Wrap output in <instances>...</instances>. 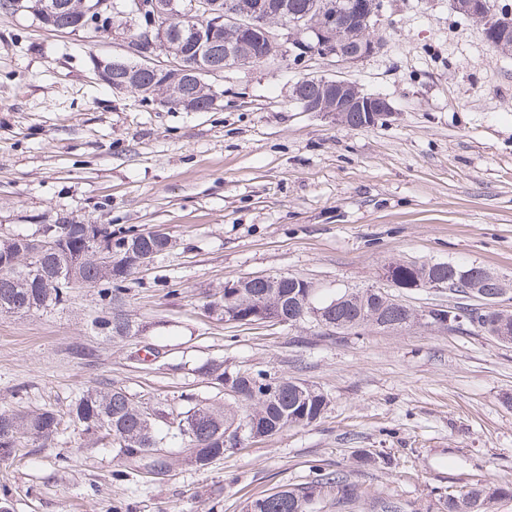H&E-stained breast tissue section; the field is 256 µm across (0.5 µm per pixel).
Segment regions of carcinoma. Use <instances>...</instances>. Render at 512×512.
I'll use <instances>...</instances> for the list:
<instances>
[{
	"label": "carcinoma",
	"instance_id": "obj_1",
	"mask_svg": "<svg viewBox=\"0 0 512 512\" xmlns=\"http://www.w3.org/2000/svg\"><path fill=\"white\" fill-rule=\"evenodd\" d=\"M60 251L43 259L52 268L63 265V280L59 288H38L27 280L29 257L25 237L9 239L7 254L13 265L0 267V314H25L65 304L73 288L99 289L105 305V315L98 321L100 330L113 338L128 337L139 331V325L124 310L125 282L131 271L107 267L85 253V230L80 224H71L58 232ZM387 270L401 288L412 289L426 280L441 281L460 302L448 309H433L428 323L445 327L449 324L467 325L501 342L512 344V313L477 312L465 300L470 298L471 285H480L479 291L497 296L506 289L502 283L485 273L477 264L453 262L391 263ZM305 279L287 276L272 288L261 277L243 279V287L225 292L220 299L209 302V307L224 315V321L242 324L278 323L281 317L296 312L299 301L307 298L322 310L325 325L340 334L355 329L374 327L379 330H398L418 322L416 310L392 298L388 293L367 289L344 291L330 299L317 295L306 296ZM506 324L508 335H502L500 324ZM204 375L215 383L234 389L238 397L222 408L194 405L176 416L166 419L167 428L157 427L156 421L165 419L164 411L151 409L142 401L134 400L122 389H88L76 398L69 412L85 430L96 434L101 428L112 432L118 455L124 469L115 476L124 478L133 464L138 468L161 469L164 462L152 456L156 449L182 438L187 447L196 449L189 463L206 467L224 457V433L234 424L250 420L252 428L246 438L264 435L271 437L292 426L309 425L321 418L327 400L324 395L303 382L272 377L264 372L228 370L221 364L209 365ZM61 419L51 410L17 414L0 412V460L8 459L17 440L32 441L38 446L58 430ZM336 494L350 503L360 497L358 488L349 483L340 472L318 475L302 487L282 488L247 501L245 512H311L313 502ZM512 497V485L492 482L476 485L465 491L450 493L443 502L444 512H488L489 505Z\"/></svg>",
	"mask_w": 512,
	"mask_h": 512
}]
</instances>
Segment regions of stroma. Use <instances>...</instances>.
<instances>
[{
	"instance_id": "obj_1",
	"label": "stroma",
	"mask_w": 512,
	"mask_h": 512,
	"mask_svg": "<svg viewBox=\"0 0 512 512\" xmlns=\"http://www.w3.org/2000/svg\"><path fill=\"white\" fill-rule=\"evenodd\" d=\"M373 34L382 48L355 62L301 70L282 50L227 67L209 79L221 107L188 112L99 80L92 56L128 58L125 34L59 33L0 9V238L67 218L173 241L129 278L135 335L97 328L89 287L0 315V410L63 419L45 447L0 462L13 512H242L336 471L362 496L325 497L316 512H441L461 487L512 484V344L423 324L329 336L208 307L225 283L262 274L331 294L380 288L392 262L474 263L512 280V54L492 53L450 0H384ZM305 74L354 82L394 113L352 129L303 111L292 88ZM212 362L306 383L326 411L204 468L170 445L162 474L123 481L114 444L67 419L93 387L166 411L222 406L202 373Z\"/></svg>"
}]
</instances>
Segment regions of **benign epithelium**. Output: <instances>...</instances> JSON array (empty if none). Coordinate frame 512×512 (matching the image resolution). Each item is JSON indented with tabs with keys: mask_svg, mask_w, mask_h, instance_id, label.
I'll list each match as a JSON object with an SVG mask.
<instances>
[{
	"mask_svg": "<svg viewBox=\"0 0 512 512\" xmlns=\"http://www.w3.org/2000/svg\"><path fill=\"white\" fill-rule=\"evenodd\" d=\"M135 13V25L143 31V37L130 47L131 52L142 63L138 68L145 69L144 61L150 59L162 49H171L175 36L187 35L197 40V45L208 47L216 42L215 38L205 39L203 30L196 24V14L200 13L199 0H192L186 10L178 8V0H132ZM453 8L482 25L488 20L486 4L482 0H452ZM273 5L262 0H250L243 4L240 0H227L222 11H209L213 20L208 25L211 33L224 31V49L227 59L237 65L251 64L257 59L266 60L274 51L281 48L272 33L270 20ZM383 0H366L361 20L340 13L332 4L317 11L313 19L293 18L288 22V55L295 65L300 66L310 58H338L346 61H358L380 49L382 43L370 37L369 21L382 16ZM118 5L114 0H72L69 9L62 11L51 6L45 7L40 19L53 25L60 31L92 27L103 35L116 32L114 15ZM496 29L500 33L499 45L502 52L512 51V11L495 9ZM155 79L150 85L123 84L116 87L120 93H132L140 99H153V102L165 106L177 105L187 111H196L195 105L181 93L171 92L166 84L170 82L167 71L154 69ZM324 95L316 100L301 101L306 112H318L326 117L343 122L346 112L366 114L365 126L371 127L391 117L393 109L387 99L367 94L354 82L315 78ZM104 231L96 226L94 232L87 234L88 251L97 259L107 263L115 262L120 268H142L152 261V254L137 252L123 244L118 249H109L102 243ZM57 238L50 233L29 240L31 255L39 257L46 250L56 246Z\"/></svg>",
	"mask_w": 512,
	"mask_h": 512,
	"instance_id": "7a95c632",
	"label": "benign epithelium"
}]
</instances>
